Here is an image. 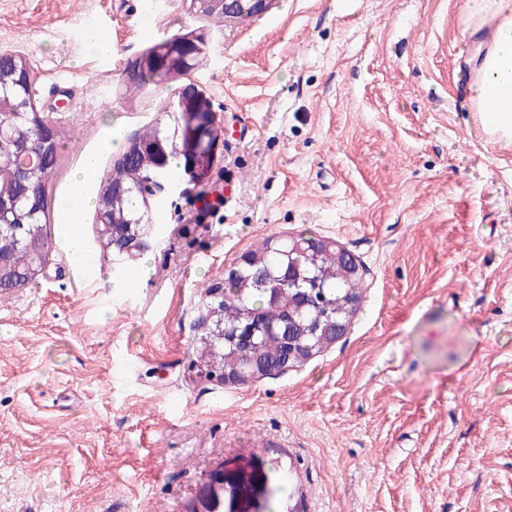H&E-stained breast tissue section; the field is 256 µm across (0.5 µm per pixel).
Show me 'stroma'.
<instances>
[{"label": "stroma", "instance_id": "35a3bbf8", "mask_svg": "<svg viewBox=\"0 0 512 512\" xmlns=\"http://www.w3.org/2000/svg\"><path fill=\"white\" fill-rule=\"evenodd\" d=\"M466 2L276 0L216 22L184 0H0V54L66 126L44 273L0 291V512H268L280 474L286 512H512V143L465 99ZM191 31L220 196L160 203L132 288L72 258L61 200L104 131L172 108L177 83L125 73ZM306 231L361 266L347 334L248 386L193 377L202 289Z\"/></svg>", "mask_w": 512, "mask_h": 512}]
</instances>
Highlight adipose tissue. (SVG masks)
<instances>
[{
    "label": "adipose tissue",
    "instance_id": "obj_1",
    "mask_svg": "<svg viewBox=\"0 0 512 512\" xmlns=\"http://www.w3.org/2000/svg\"><path fill=\"white\" fill-rule=\"evenodd\" d=\"M467 28H490L487 40L478 43L471 60L472 77L466 97L479 112L483 131L490 138L512 140V0H467ZM118 141L105 137L98 150L86 152L74 171L69 193L61 208L67 217L64 238L73 258L91 265L80 221L93 207L90 191L103 152L117 149Z\"/></svg>",
    "mask_w": 512,
    "mask_h": 512
}]
</instances>
